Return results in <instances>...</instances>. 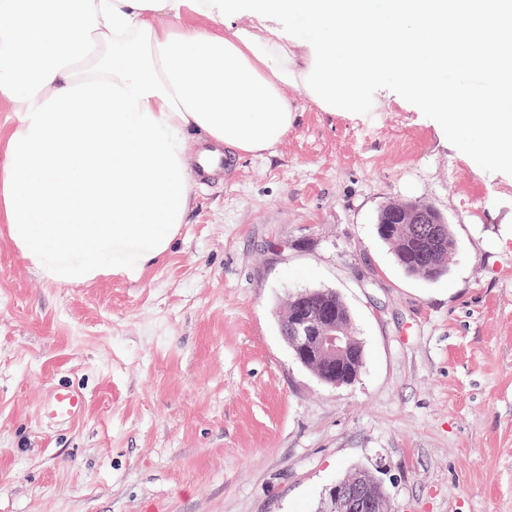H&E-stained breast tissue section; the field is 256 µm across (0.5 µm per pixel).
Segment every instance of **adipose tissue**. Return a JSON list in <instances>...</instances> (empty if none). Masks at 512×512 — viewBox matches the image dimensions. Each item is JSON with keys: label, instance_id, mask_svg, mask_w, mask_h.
Segmentation results:
<instances>
[{"label": "adipose tissue", "instance_id": "obj_1", "mask_svg": "<svg viewBox=\"0 0 512 512\" xmlns=\"http://www.w3.org/2000/svg\"><path fill=\"white\" fill-rule=\"evenodd\" d=\"M511 44L512 0H0V223L46 280L138 281L191 208L188 133L262 153L293 125L287 87L350 114L391 81L448 129L469 97L451 75L512 97ZM473 130L512 169V113Z\"/></svg>", "mask_w": 512, "mask_h": 512}]
</instances>
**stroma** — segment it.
<instances>
[{
  "label": "stroma",
  "mask_w": 512,
  "mask_h": 512,
  "mask_svg": "<svg viewBox=\"0 0 512 512\" xmlns=\"http://www.w3.org/2000/svg\"><path fill=\"white\" fill-rule=\"evenodd\" d=\"M287 94L294 124L194 191L141 280L56 284L0 223V512H318L364 467L390 512H512V172L401 99L352 116ZM450 224L446 276L406 274L390 201ZM348 307L364 364L321 382L279 320L304 289ZM86 395L46 418L56 386ZM85 397L68 387H58L51 391L43 401V413L60 420H74L79 418L85 409Z\"/></svg>",
  "instance_id": "obj_1"
}]
</instances>
